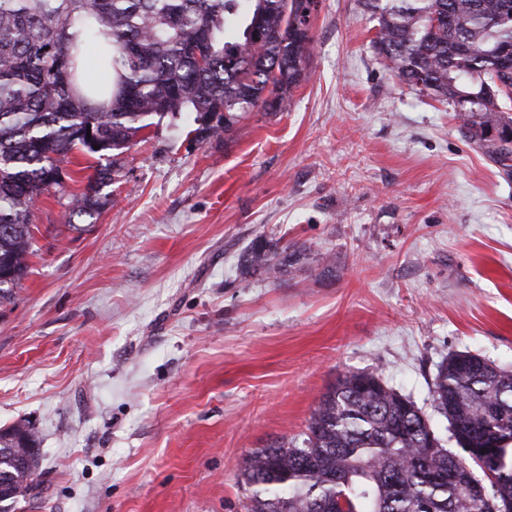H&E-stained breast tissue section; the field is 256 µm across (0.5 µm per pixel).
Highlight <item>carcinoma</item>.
Returning <instances> with one entry per match:
<instances>
[{
  "mask_svg": "<svg viewBox=\"0 0 512 512\" xmlns=\"http://www.w3.org/2000/svg\"><path fill=\"white\" fill-rule=\"evenodd\" d=\"M310 0H0V303L30 271L33 200L63 182L68 155L95 158L71 214L94 219L118 156L166 117L199 141L229 138L238 113L285 108L313 37ZM375 53L410 89L454 107L465 136L502 161L512 140V0H363ZM451 16L455 25L444 18ZM112 83L91 81L87 48ZM205 51L197 65L193 49ZM303 250L258 237L242 271L279 278ZM446 447L410 397L377 372H346L320 396L303 439L245 457L247 512H487L480 489L512 502V365L469 352L443 361L433 384ZM496 445L494 479L459 489L457 463ZM40 440L27 421L0 429V512L39 485Z\"/></svg>",
  "mask_w": 512,
  "mask_h": 512,
  "instance_id": "obj_1",
  "label": "carcinoma"
}]
</instances>
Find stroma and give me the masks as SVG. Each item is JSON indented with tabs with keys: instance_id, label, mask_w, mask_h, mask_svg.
Here are the masks:
<instances>
[{
	"instance_id": "stroma-1",
	"label": "stroma",
	"mask_w": 512,
	"mask_h": 512,
	"mask_svg": "<svg viewBox=\"0 0 512 512\" xmlns=\"http://www.w3.org/2000/svg\"><path fill=\"white\" fill-rule=\"evenodd\" d=\"M375 32L360 0H319L286 110L225 142L164 118L86 231L82 152L35 200L38 251L0 306V428L29 421L42 453L21 512H245L246 455L300 436L339 375L378 372L442 434L439 364H512V161L400 84ZM260 236L306 262L241 277Z\"/></svg>"
}]
</instances>
